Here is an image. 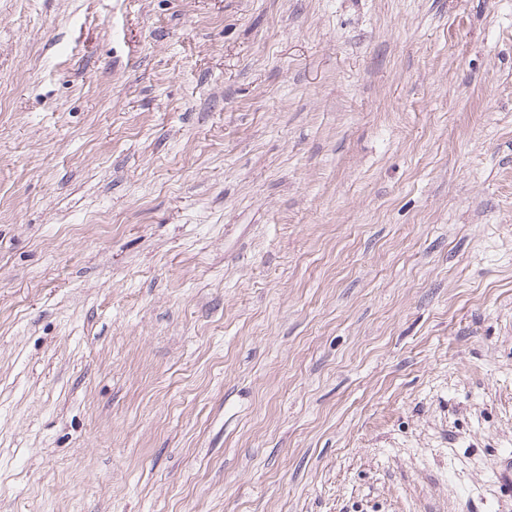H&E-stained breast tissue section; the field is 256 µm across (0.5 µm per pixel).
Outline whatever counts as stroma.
I'll use <instances>...</instances> for the list:
<instances>
[{"label":"stroma","mask_w":512,"mask_h":512,"mask_svg":"<svg viewBox=\"0 0 512 512\" xmlns=\"http://www.w3.org/2000/svg\"><path fill=\"white\" fill-rule=\"evenodd\" d=\"M512 0H0V512H512Z\"/></svg>","instance_id":"35a3bbf8"}]
</instances>
